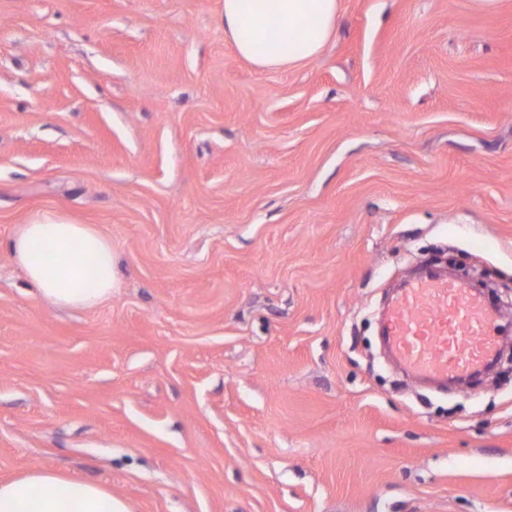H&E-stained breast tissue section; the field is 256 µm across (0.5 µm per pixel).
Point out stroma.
Here are the masks:
<instances>
[{"label":"stroma","mask_w":512,"mask_h":512,"mask_svg":"<svg viewBox=\"0 0 512 512\" xmlns=\"http://www.w3.org/2000/svg\"><path fill=\"white\" fill-rule=\"evenodd\" d=\"M112 241L100 307L36 294L44 214ZM480 265L512 343V0H342L298 68L224 0H0V480L130 512H512V370L437 389L381 318ZM0 512H128V509L99 483L35 469L0 481Z\"/></svg>","instance_id":"obj_1"}]
</instances>
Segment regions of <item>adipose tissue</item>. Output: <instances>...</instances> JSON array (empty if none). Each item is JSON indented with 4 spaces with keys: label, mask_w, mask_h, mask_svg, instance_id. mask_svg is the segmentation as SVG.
Here are the masks:
<instances>
[{
    "label": "adipose tissue",
    "mask_w": 512,
    "mask_h": 512,
    "mask_svg": "<svg viewBox=\"0 0 512 512\" xmlns=\"http://www.w3.org/2000/svg\"><path fill=\"white\" fill-rule=\"evenodd\" d=\"M341 0H224V38L260 71L290 69L320 55L336 33ZM29 283L54 305L93 308L109 300L111 241L86 224L45 215L10 243ZM0 512H128L103 485L35 469L0 481Z\"/></svg>",
    "instance_id": "1"
}]
</instances>
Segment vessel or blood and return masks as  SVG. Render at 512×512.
I'll return each instance as SVG.
<instances>
[{
	"mask_svg": "<svg viewBox=\"0 0 512 512\" xmlns=\"http://www.w3.org/2000/svg\"><path fill=\"white\" fill-rule=\"evenodd\" d=\"M494 308L464 284L420 277L400 288L384 334L406 372L445 381L485 367L497 353Z\"/></svg>",
	"mask_w": 512,
	"mask_h": 512,
	"instance_id": "obj_1",
	"label": "vessel or blood"
}]
</instances>
